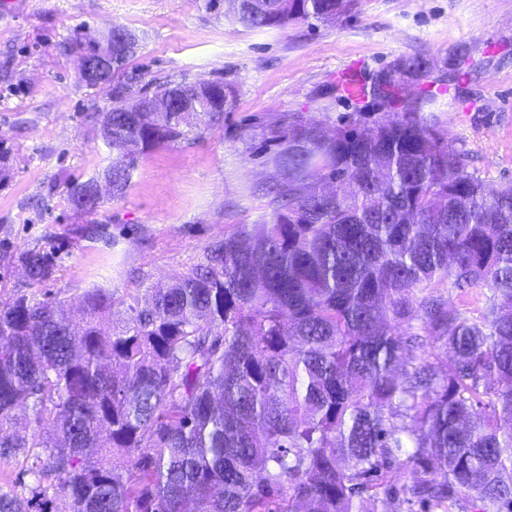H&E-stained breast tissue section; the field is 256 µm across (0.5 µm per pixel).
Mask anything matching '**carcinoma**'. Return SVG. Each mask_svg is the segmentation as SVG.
<instances>
[{"mask_svg": "<svg viewBox=\"0 0 512 512\" xmlns=\"http://www.w3.org/2000/svg\"><path fill=\"white\" fill-rule=\"evenodd\" d=\"M224 3L263 30L329 22L348 0ZM123 33L106 61L74 43L85 85L112 87L99 122L114 197L141 155L223 124L237 102L217 79L201 82L200 112L126 111L115 76L138 40ZM351 81L397 117L270 129L269 219L133 298L120 331L104 326L101 288L79 326L61 300L0 305V455L50 449L32 456L31 497L1 495L0 512H53L47 471L70 512H512V185L486 190L400 83ZM97 183L70 185L71 205L97 211ZM18 261L30 288L54 273L43 247ZM473 288L490 291L474 312Z\"/></svg>", "mask_w": 512, "mask_h": 512, "instance_id": "1", "label": "carcinoma"}]
</instances>
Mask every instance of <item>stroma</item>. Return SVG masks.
<instances>
[{"instance_id":"obj_1","label":"stroma","mask_w":512,"mask_h":512,"mask_svg":"<svg viewBox=\"0 0 512 512\" xmlns=\"http://www.w3.org/2000/svg\"><path fill=\"white\" fill-rule=\"evenodd\" d=\"M115 26L139 39L121 77L130 94L221 77L238 99L220 126L141 156L121 198L84 213L67 190L112 161L97 122L112 91L85 85L67 42ZM418 54L431 69L402 77L404 100L420 103L486 187L512 183V0H353L335 22L266 30L204 0H13L0 11V303L26 290L20 251L42 246L56 267L35 297L64 300L78 318L87 291L111 290L122 328L133 298L188 273L224 232L269 219L278 175L264 130L289 115L327 130L390 116L341 96V77L368 83ZM92 225L103 234L81 237Z\"/></svg>"}]
</instances>
